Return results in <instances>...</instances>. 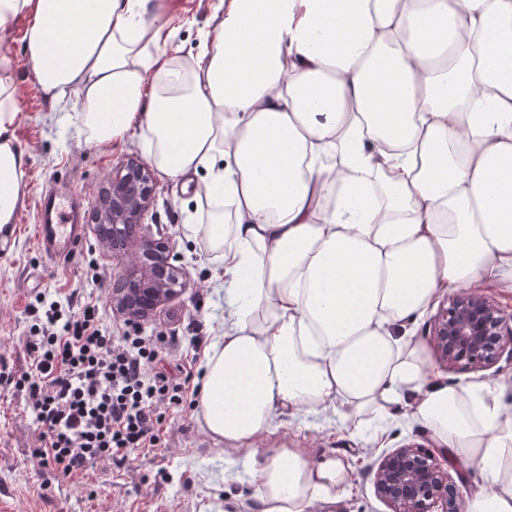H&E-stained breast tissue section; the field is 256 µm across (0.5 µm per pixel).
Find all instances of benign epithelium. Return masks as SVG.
<instances>
[{"instance_id": "obj_1", "label": "benign epithelium", "mask_w": 512, "mask_h": 512, "mask_svg": "<svg viewBox=\"0 0 512 512\" xmlns=\"http://www.w3.org/2000/svg\"><path fill=\"white\" fill-rule=\"evenodd\" d=\"M112 208L100 210L99 231L112 228L114 256L130 259L127 276L113 289L112 307L131 322L146 321L185 288L179 269L170 263L169 245L140 237L138 251L126 252L127 224H141L152 201L153 173L138 160L112 171ZM431 343L450 366L487 369L498 360L505 337L504 311L480 289H463L446 300L431 325ZM374 486L392 512H459L456 486L436 452L417 444L396 448L378 460Z\"/></svg>"}]
</instances>
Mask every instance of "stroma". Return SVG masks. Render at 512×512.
<instances>
[{"mask_svg":"<svg viewBox=\"0 0 512 512\" xmlns=\"http://www.w3.org/2000/svg\"><path fill=\"white\" fill-rule=\"evenodd\" d=\"M226 3L150 0L149 11L163 27L161 48L178 52L185 60L196 57L204 42L213 39ZM28 26L27 18L13 19L0 41V52H8L15 64L21 108L15 135L28 155L25 197L15 232L0 245V512H261L251 462L242 459L228 466L223 445L210 436L195 409L185 406L164 412L160 445L128 451L120 466L99 461L81 474L63 477L42 468L32 454L38 432L25 410L24 393L11 383L29 364V304L41 293L60 301L73 297L79 306L96 302L104 324L119 336L126 325L112 308V288L127 274L126 265L101 245L92 230L74 257L50 263L34 238L36 201L50 187L68 188L81 199L83 221L89 224L112 171L129 160H144L145 155L136 138L100 146L86 143L79 134L78 108L68 107L67 124H58L57 107L42 91L28 60L24 39ZM211 211V204L197 198L182 181L158 174L152 204L143 218L153 236L167 240L176 266L189 282L145 326L180 337V345L169 349L166 362L191 370L194 386L201 382L204 353L193 350L189 338L197 334L211 340L210 324L223 316L224 297L212 281L215 265L205 241L186 238L183 227L208 223ZM434 368L452 383H505L502 402L512 408V350H504L487 371L450 369L439 361ZM277 421L278 428L262 438L261 447L303 448L311 459L333 455L352 468L350 493L316 502L311 512H390L374 490L377 460L409 443L435 445L423 425L401 415L390 420L374 442L329 416L281 415Z\"/></svg>","mask_w":512,"mask_h":512,"instance_id":"obj_1","label":"stroma"}]
</instances>
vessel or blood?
Instances as JSON below:
<instances>
[{
    "label": "vessel or blood",
    "mask_w": 512,
    "mask_h": 512,
    "mask_svg": "<svg viewBox=\"0 0 512 512\" xmlns=\"http://www.w3.org/2000/svg\"><path fill=\"white\" fill-rule=\"evenodd\" d=\"M37 212L35 241L44 256L57 263L75 255L86 234L79 200L69 191L53 188L42 195Z\"/></svg>",
    "instance_id": "b4317fda"
}]
</instances>
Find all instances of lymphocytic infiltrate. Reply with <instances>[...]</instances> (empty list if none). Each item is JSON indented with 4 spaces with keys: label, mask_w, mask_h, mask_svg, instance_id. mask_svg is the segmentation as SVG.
<instances>
[{
    "label": "lymphocytic infiltrate",
    "mask_w": 512,
    "mask_h": 512,
    "mask_svg": "<svg viewBox=\"0 0 512 512\" xmlns=\"http://www.w3.org/2000/svg\"><path fill=\"white\" fill-rule=\"evenodd\" d=\"M30 364L14 382L39 432L32 454L63 476L98 459L123 461L129 449L160 441L162 409L185 401L180 378L160 365L164 334L123 335L102 326L98 304L74 309L53 300L29 305Z\"/></svg>",
    "instance_id": "f902f5d3"
}]
</instances>
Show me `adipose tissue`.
<instances>
[{
	"instance_id": "adipose-tissue-1",
	"label": "adipose tissue",
	"mask_w": 512,
	"mask_h": 512,
	"mask_svg": "<svg viewBox=\"0 0 512 512\" xmlns=\"http://www.w3.org/2000/svg\"><path fill=\"white\" fill-rule=\"evenodd\" d=\"M148 0H0V34L86 141L135 134L162 175L202 174V235L225 317L196 408L255 456L276 414L333 410L352 430L410 412L486 488L465 512H512V411L497 382L451 383L403 334L435 297L512 288V0H230L192 60L158 49ZM12 59L0 54V239L24 197ZM233 208L225 222L223 204ZM262 512L345 490L341 459L269 448Z\"/></svg>"
}]
</instances>
